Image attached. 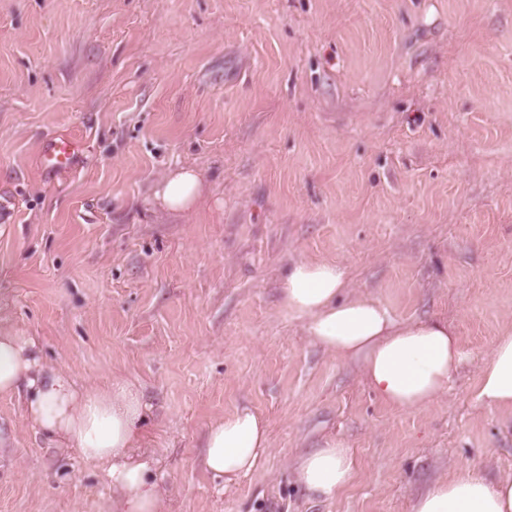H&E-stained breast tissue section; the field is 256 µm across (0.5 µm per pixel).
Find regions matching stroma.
Segmentation results:
<instances>
[{
    "instance_id": "35a3bbf8",
    "label": "stroma",
    "mask_w": 512,
    "mask_h": 512,
    "mask_svg": "<svg viewBox=\"0 0 512 512\" xmlns=\"http://www.w3.org/2000/svg\"><path fill=\"white\" fill-rule=\"evenodd\" d=\"M82 144L49 175L43 140ZM195 169L188 211L155 199ZM0 328L82 385L152 406L168 512H410L457 467L512 477V416L475 386L512 325V0H0ZM342 265L467 358L426 410L380 401L280 304L286 266ZM240 406L271 450L236 489L201 464ZM358 462L331 501L293 461ZM0 512H94L103 471L0 398ZM356 472L354 455L336 438L302 454L295 465L297 483L312 497L326 501L336 499L351 484Z\"/></svg>"
}]
</instances>
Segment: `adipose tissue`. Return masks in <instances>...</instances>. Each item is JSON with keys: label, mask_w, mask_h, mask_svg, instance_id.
I'll return each mask as SVG.
<instances>
[{"label": "adipose tissue", "mask_w": 512, "mask_h": 512, "mask_svg": "<svg viewBox=\"0 0 512 512\" xmlns=\"http://www.w3.org/2000/svg\"><path fill=\"white\" fill-rule=\"evenodd\" d=\"M201 193L197 171H173L155 197L171 211L191 209ZM345 271L326 261L293 262L281 284L280 304L299 319L306 336L336 357L359 363L377 397L402 411L427 409L448 392L464 359L447 324L400 322L379 300L349 294ZM18 396L25 419L56 447L105 467L112 489L98 512H167L170 489L162 460L145 446L143 422L150 410L140 387L123 376L103 386L78 385L63 369L49 366L36 337L0 329V396ZM478 403L512 413V326L494 341L475 390ZM270 447L268 427L256 411L239 407L212 421L203 436L202 464L229 490L253 471ZM357 472L340 440L302 454L297 483L311 496L330 501ZM411 512H512V478L487 480L463 467L428 486Z\"/></svg>", "instance_id": "1"}]
</instances>
